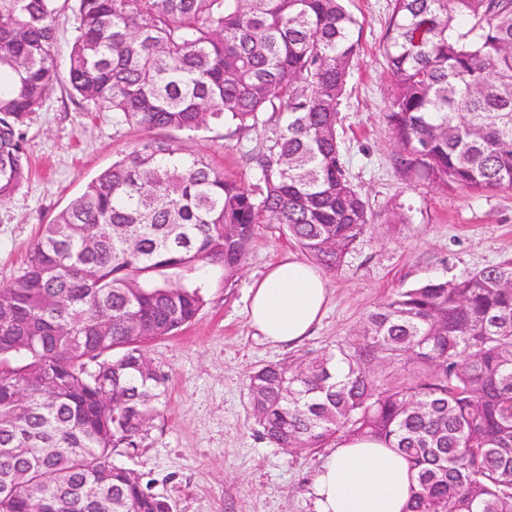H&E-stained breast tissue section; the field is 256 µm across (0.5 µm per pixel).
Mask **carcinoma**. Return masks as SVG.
<instances>
[{
    "label": "carcinoma",
    "mask_w": 512,
    "mask_h": 512,
    "mask_svg": "<svg viewBox=\"0 0 512 512\" xmlns=\"http://www.w3.org/2000/svg\"><path fill=\"white\" fill-rule=\"evenodd\" d=\"M55 2L0 0V202L28 177L22 127L62 82L147 132L274 122L256 184L172 137L143 140L43 225L0 294V512H172L112 463L141 446L165 392L149 345L203 305L166 272L205 262L233 281L261 224L342 266L375 223L338 131L359 23L344 0H74L62 73ZM390 2L400 166L512 190V0ZM511 282L512 259L425 282L369 313L357 342L254 369L262 436L295 455L381 439L416 471L407 512H512Z\"/></svg>",
    "instance_id": "obj_1"
}]
</instances>
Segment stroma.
I'll use <instances>...</instances> for the list:
<instances>
[{"instance_id": "1", "label": "stroma", "mask_w": 512, "mask_h": 512, "mask_svg": "<svg viewBox=\"0 0 512 512\" xmlns=\"http://www.w3.org/2000/svg\"><path fill=\"white\" fill-rule=\"evenodd\" d=\"M348 7L361 35L341 106V148L349 178L377 227L328 274V310L312 336L292 348L254 336L245 314L252 283L269 264L299 253L275 225L258 228L232 284H225L220 267L202 262L169 271L171 280L200 285L204 305L189 326L150 345L166 394L142 446L116 449L112 461L141 473L143 484L166 497L172 512H315L310 483L328 451L294 457L271 447L251 415L248 372L355 340L366 315L400 289L512 257V191L442 187L399 169L398 148L384 119L389 0H348ZM24 132L30 177L0 202V289L20 275L40 225L147 137L116 124L111 113L87 110L62 86L32 114ZM262 142L259 132L234 135L218 128L187 147L251 183L252 156ZM400 208L409 223L387 231L386 218Z\"/></svg>"}]
</instances>
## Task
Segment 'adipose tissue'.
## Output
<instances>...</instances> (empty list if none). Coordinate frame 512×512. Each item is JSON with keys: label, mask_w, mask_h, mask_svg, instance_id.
I'll return each mask as SVG.
<instances>
[{"label": "adipose tissue", "mask_w": 512, "mask_h": 512, "mask_svg": "<svg viewBox=\"0 0 512 512\" xmlns=\"http://www.w3.org/2000/svg\"><path fill=\"white\" fill-rule=\"evenodd\" d=\"M327 302L322 272L288 256L251 285L248 322L266 342L293 346L313 332ZM415 487L414 472L396 449L352 438L317 469L312 493L316 512H406Z\"/></svg>", "instance_id": "obj_1"}]
</instances>
